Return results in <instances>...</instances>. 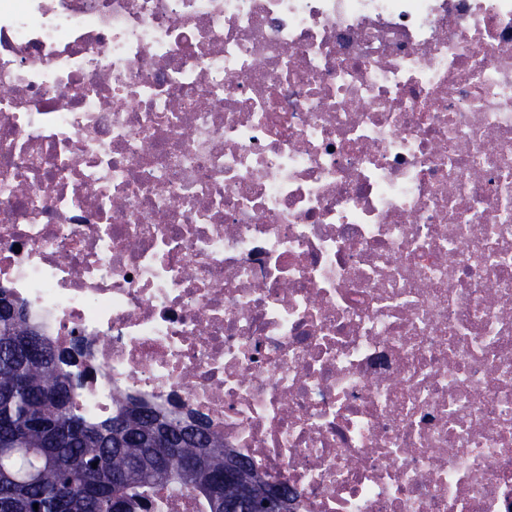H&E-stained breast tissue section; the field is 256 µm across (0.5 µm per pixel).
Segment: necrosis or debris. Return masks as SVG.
I'll use <instances>...</instances> for the list:
<instances>
[{"mask_svg": "<svg viewBox=\"0 0 512 512\" xmlns=\"http://www.w3.org/2000/svg\"><path fill=\"white\" fill-rule=\"evenodd\" d=\"M0 288L288 512H512V0H0Z\"/></svg>", "mask_w": 512, "mask_h": 512, "instance_id": "necrosis-or-debris-1", "label": "necrosis or debris"}]
</instances>
